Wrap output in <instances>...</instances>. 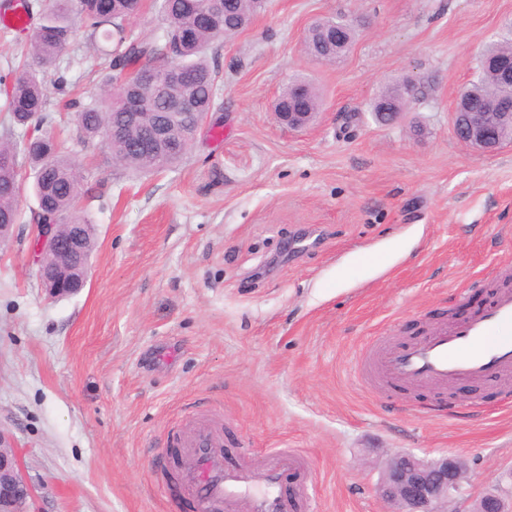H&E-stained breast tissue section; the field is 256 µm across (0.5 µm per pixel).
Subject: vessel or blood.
Wrapping results in <instances>:
<instances>
[{
    "mask_svg": "<svg viewBox=\"0 0 512 512\" xmlns=\"http://www.w3.org/2000/svg\"><path fill=\"white\" fill-rule=\"evenodd\" d=\"M512 266H499L486 287L490 299L472 316L437 323L417 340L377 343L361 368L364 380L414 391L459 383L497 386L512 382V289L504 287ZM191 461V491L206 512H300L315 498L309 468L301 454L270 450L263 462L224 458L223 436L206 421L174 441Z\"/></svg>",
    "mask_w": 512,
    "mask_h": 512,
    "instance_id": "vessel-or-blood-1",
    "label": "vessel or blood"
}]
</instances>
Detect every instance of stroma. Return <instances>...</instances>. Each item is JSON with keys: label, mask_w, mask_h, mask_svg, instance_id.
<instances>
[{"label": "stroma", "mask_w": 512, "mask_h": 512, "mask_svg": "<svg viewBox=\"0 0 512 512\" xmlns=\"http://www.w3.org/2000/svg\"><path fill=\"white\" fill-rule=\"evenodd\" d=\"M326 18L355 28L332 64L303 47ZM505 37L512 0H269L218 48L216 129L145 177L84 141L48 88L97 245L86 287L48 298L28 186L0 244V432L31 512H198L166 443L201 418L228 462L246 446L311 458L313 512H389L376 485L397 450L459 457L471 500L512 488V393L444 400L358 375L372 337L424 335L512 263V143L482 153L451 123L480 52ZM108 47L81 35L60 58L84 99ZM297 77L323 107L293 130L273 103ZM407 79L406 111L380 123L371 103ZM297 237L308 249L282 256Z\"/></svg>", "instance_id": "stroma-1"}]
</instances>
